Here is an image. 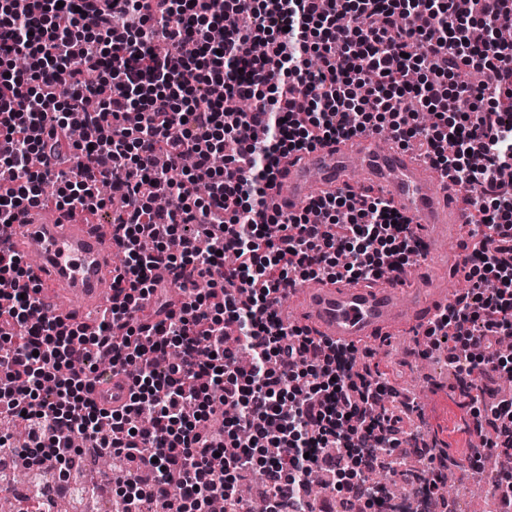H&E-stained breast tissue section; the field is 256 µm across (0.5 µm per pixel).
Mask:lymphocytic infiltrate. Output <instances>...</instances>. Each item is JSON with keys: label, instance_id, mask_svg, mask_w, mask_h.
Masks as SVG:
<instances>
[{"label": "lymphocytic infiltrate", "instance_id": "obj_1", "mask_svg": "<svg viewBox=\"0 0 512 512\" xmlns=\"http://www.w3.org/2000/svg\"><path fill=\"white\" fill-rule=\"evenodd\" d=\"M0 0V224L44 202L97 213L112 205L124 261L94 331L30 320L38 279L0 234V420L25 428L45 461L98 448L116 470L118 512L234 507L246 475L266 477L263 512H304L311 471L337 474L346 441L383 458L408 444L373 390L386 372L358 349L287 327L275 307L298 280L373 282L415 262L420 244L390 201L328 194L300 212H267L273 166L318 146L386 133L453 174L471 206L462 242L466 291L439 308L426 344L470 385L489 455L512 419L488 385L512 373V0ZM31 65L11 71L18 55ZM487 67V82L461 80ZM432 121L414 125L415 112ZM107 135L72 141L74 126ZM67 140L56 193L30 156ZM158 195L178 210L157 209ZM164 269L193 286L179 314L153 323L139 301L161 295ZM206 281L207 291L197 289ZM132 375L130 403L98 409L97 359ZM223 468H214V456Z\"/></svg>", "mask_w": 512, "mask_h": 512}]
</instances>
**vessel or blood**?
<instances>
[{
	"mask_svg": "<svg viewBox=\"0 0 512 512\" xmlns=\"http://www.w3.org/2000/svg\"><path fill=\"white\" fill-rule=\"evenodd\" d=\"M354 173L408 219L425 246L424 257L434 256L439 228L468 221L464 210L447 201L439 178L411 151L379 148L374 136L351 140L346 148L320 146L298 161L279 164L267 206L272 211L304 208L322 193L346 189ZM12 241L17 251L35 259L42 294L74 300L94 312L111 301L116 274L112 257L118 251L111 228L87 222L78 211L40 206L29 210L24 225L15 226ZM462 268V260H455L447 279L423 295L410 293L408 282L399 279H384L370 288L347 281H312L300 309L292 312L282 303L277 313L310 335L333 341L356 344L413 333L438 303L451 298ZM130 393L126 375L116 373L95 384L90 397L109 411L126 406Z\"/></svg>",
	"mask_w": 512,
	"mask_h": 512,
	"instance_id": "obj_1",
	"label": "vessel or blood"
}]
</instances>
